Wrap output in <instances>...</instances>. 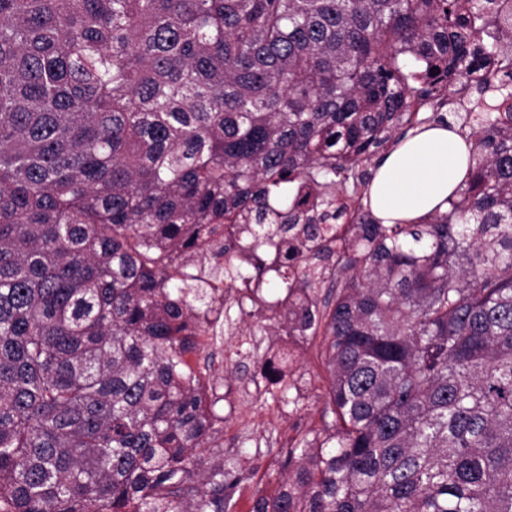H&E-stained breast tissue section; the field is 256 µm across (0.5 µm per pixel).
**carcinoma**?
I'll return each instance as SVG.
<instances>
[{
	"instance_id": "obj_1",
	"label": "carcinoma",
	"mask_w": 512,
	"mask_h": 512,
	"mask_svg": "<svg viewBox=\"0 0 512 512\" xmlns=\"http://www.w3.org/2000/svg\"><path fill=\"white\" fill-rule=\"evenodd\" d=\"M463 82L470 177L380 223ZM249 318L333 415L251 512H512V0H0V512H229L190 357Z\"/></svg>"
}]
</instances>
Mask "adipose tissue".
I'll return each mask as SVG.
<instances>
[{"instance_id":"ef3b65f1","label":"adipose tissue","mask_w":512,"mask_h":512,"mask_svg":"<svg viewBox=\"0 0 512 512\" xmlns=\"http://www.w3.org/2000/svg\"><path fill=\"white\" fill-rule=\"evenodd\" d=\"M468 173V146L457 132L435 124L412 129L376 166L373 215L384 224H411L445 211Z\"/></svg>"}]
</instances>
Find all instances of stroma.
Segmentation results:
<instances>
[{
	"label": "stroma",
	"mask_w": 512,
	"mask_h": 512,
	"mask_svg": "<svg viewBox=\"0 0 512 512\" xmlns=\"http://www.w3.org/2000/svg\"><path fill=\"white\" fill-rule=\"evenodd\" d=\"M299 365L308 380L305 397L297 409L281 413L279 419L273 420L269 417V403L246 393L243 381L235 372L234 360L224 364V380L219 391L227 399L217 407L224 416V451L235 453L238 443H245L246 465L254 471L243 486L233 512H250L258 495H272L279 487L280 455L277 448L266 447V440L300 438L323 426L329 373L321 338L308 341Z\"/></svg>",
	"instance_id": "1"
}]
</instances>
